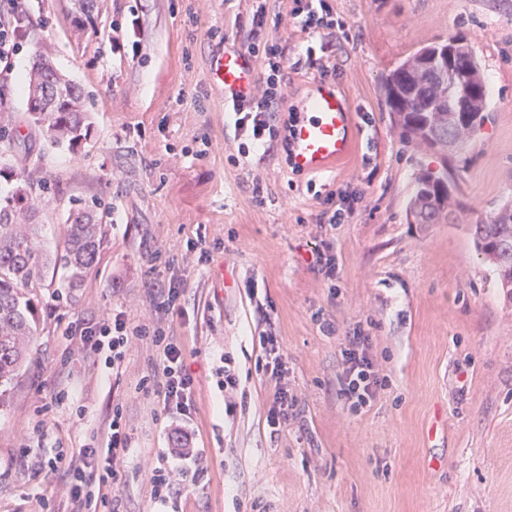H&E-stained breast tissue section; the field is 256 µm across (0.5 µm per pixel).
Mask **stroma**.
I'll list each match as a JSON object with an SVG mask.
<instances>
[{
	"mask_svg": "<svg viewBox=\"0 0 512 512\" xmlns=\"http://www.w3.org/2000/svg\"><path fill=\"white\" fill-rule=\"evenodd\" d=\"M289 61L288 102L314 79L307 50L336 66L355 113L352 155L292 174L282 150L242 153L241 133L208 62L241 48L257 6ZM335 36L305 32L292 0H26L28 18L0 110L13 116L15 175L47 179L33 204L47 251L75 200L100 202L111 230L84 288L44 269L40 325L11 404L0 413V512H74L56 452L104 446L122 405L131 449L124 512H512V299L476 251L471 227L512 207V0H331ZM127 46L112 53L113 38ZM455 37L486 77L488 119L461 152L405 142L383 96L389 72L419 47ZM79 86L93 132L78 152L50 144L27 113L38 53ZM447 170L456 203L433 224L407 209L424 170ZM344 220L328 223L326 211ZM206 251L198 263V251ZM180 288L173 308L159 288ZM122 314L161 329L196 380L191 429L209 480L167 458L170 421L141 388L163 352L134 341L105 365L79 350L86 320ZM273 325L298 412L271 433L275 382L255 367ZM386 387L354 413L339 395L354 331ZM239 386L224 394V362ZM66 389L70 397L56 403ZM232 408H225V401ZM166 465L183 495L155 499Z\"/></svg>",
	"mask_w": 512,
	"mask_h": 512,
	"instance_id": "stroma-1",
	"label": "stroma"
}]
</instances>
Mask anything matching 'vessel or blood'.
I'll use <instances>...</instances> for the list:
<instances>
[{
	"label": "vessel or blood",
	"instance_id": "1",
	"mask_svg": "<svg viewBox=\"0 0 512 512\" xmlns=\"http://www.w3.org/2000/svg\"><path fill=\"white\" fill-rule=\"evenodd\" d=\"M211 81L231 101L250 99L257 80L253 61L236 49L210 61ZM298 118L290 135L289 168L299 174H320L347 159L355 147L353 109L335 85L316 80L297 105Z\"/></svg>",
	"mask_w": 512,
	"mask_h": 512
}]
</instances>
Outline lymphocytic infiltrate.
Returning <instances> with one entry per match:
<instances>
[{"instance_id": "lymphocytic-infiltrate-1", "label": "lymphocytic infiltrate", "mask_w": 512, "mask_h": 512, "mask_svg": "<svg viewBox=\"0 0 512 512\" xmlns=\"http://www.w3.org/2000/svg\"><path fill=\"white\" fill-rule=\"evenodd\" d=\"M26 17L24 0H0V65L10 64L16 55ZM263 18V10H256L245 42L247 55L260 59L262 75L249 102L236 105L234 112L235 125L246 133L251 147L267 152L277 146L281 139V130L276 126L273 114L284 101L285 58L278 39L262 35ZM79 338L83 352L89 355L108 353L110 360L116 364L123 360L132 341L148 338L154 345L162 347L163 409L175 423L171 439L178 445L177 456L191 458L192 437L187 427L194 411L195 380L185 365L183 346L161 330L150 331L128 325L120 314L81 328ZM259 345L264 357L257 362L258 370L278 381L267 415L268 426L277 432L286 427L295 415L298 401L296 395L281 382L286 371V358L275 330L264 331ZM369 346V337L357 333L347 337L343 351L339 392L355 410L370 404L384 385L369 356ZM129 447L130 435L123 411L114 408L106 432L105 447L84 446L78 451V464L70 468L69 496L77 512H91L95 507L100 512H117L116 501L106 496L94 497L87 486L93 479L102 486L117 484L121 478L119 463Z\"/></svg>"}]
</instances>
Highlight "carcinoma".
<instances>
[{
    "label": "carcinoma",
    "instance_id": "cac0c4a2",
    "mask_svg": "<svg viewBox=\"0 0 512 512\" xmlns=\"http://www.w3.org/2000/svg\"><path fill=\"white\" fill-rule=\"evenodd\" d=\"M455 63L464 70L484 77L481 65L469 46L456 41ZM410 59L401 61L385 78V103L395 116L404 137L428 146L433 145L424 130V112L437 101V81L432 72L425 76V86L412 90L403 73ZM32 75L41 79L56 76L46 57L36 55ZM30 118L55 146L76 150L90 135V115L79 89L68 86L67 97L51 112H32ZM12 117L0 112V175L10 170L6 156L14 148L9 134ZM448 172L435 179L430 171L416 181L411 203L448 193ZM46 181L28 179L6 195H0V407L10 398L11 384L27 360V343L35 335L39 323L40 272L46 267L62 270L64 287H82L100 248L106 241L107 225L98 220L95 211L79 207L69 212L62 248L54 257L44 254L37 245L39 225L29 222L22 213L34 190L45 189ZM477 251L493 266L501 288L512 298V214L491 217L472 225Z\"/></svg>",
    "mask_w": 512,
    "mask_h": 512
}]
</instances>
